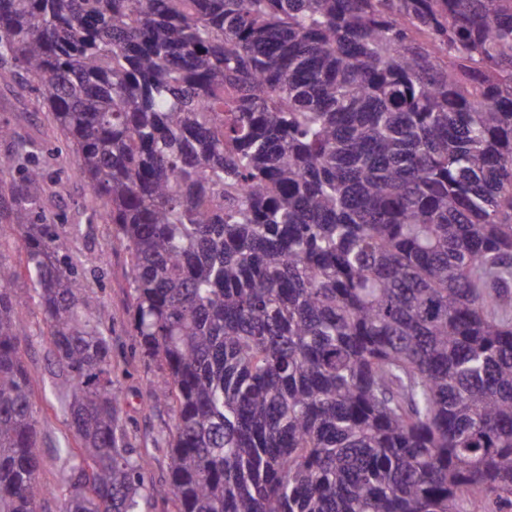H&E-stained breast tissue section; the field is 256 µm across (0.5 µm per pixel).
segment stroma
<instances>
[{
    "mask_svg": "<svg viewBox=\"0 0 512 512\" xmlns=\"http://www.w3.org/2000/svg\"><path fill=\"white\" fill-rule=\"evenodd\" d=\"M0 124L15 127L19 136L40 148L38 166L44 192L32 221L55 225L57 232L67 237L77 265L74 286L111 332L112 378L123 396L121 417L127 439L148 455V478L163 479L167 458L160 446L174 428V410L171 403L151 398L149 388L163 382L168 370L161 359L142 352L131 327L133 281L126 252L113 243L111 225L86 222L84 208L91 190L74 176L73 154L47 114L38 109L28 83L1 70ZM12 288L20 299L16 308L21 325L18 347L35 403L37 477L47 489L38 512H59L63 474L68 467L62 449L73 440L56 391L61 372L50 349L47 328L32 305L33 279L20 274Z\"/></svg>",
    "mask_w": 512,
    "mask_h": 512,
    "instance_id": "stroma-1",
    "label": "stroma"
}]
</instances>
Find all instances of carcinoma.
Listing matches in <instances>:
<instances>
[{
	"mask_svg": "<svg viewBox=\"0 0 512 512\" xmlns=\"http://www.w3.org/2000/svg\"><path fill=\"white\" fill-rule=\"evenodd\" d=\"M0 66L127 251L175 413L157 485L40 171L1 180L66 373L60 512H512V0H0ZM0 140L1 175L37 152ZM18 275L0 512H38Z\"/></svg>",
	"mask_w": 512,
	"mask_h": 512,
	"instance_id": "obj_1",
	"label": "carcinoma"
}]
</instances>
